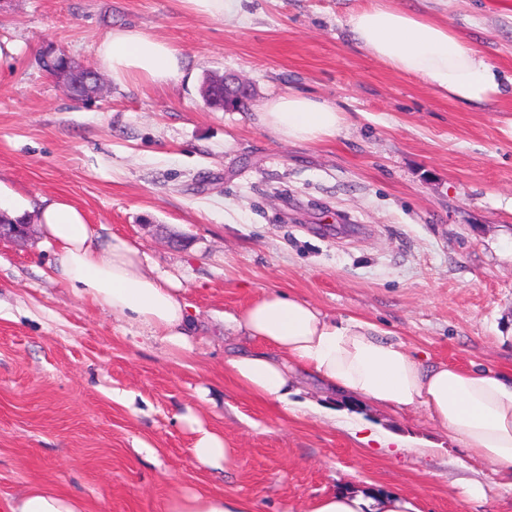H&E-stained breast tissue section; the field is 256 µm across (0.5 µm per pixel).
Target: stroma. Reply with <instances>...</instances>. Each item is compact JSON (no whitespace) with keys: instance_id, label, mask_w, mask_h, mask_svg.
Segmentation results:
<instances>
[{"instance_id":"obj_1","label":"stroma","mask_w":512,"mask_h":512,"mask_svg":"<svg viewBox=\"0 0 512 512\" xmlns=\"http://www.w3.org/2000/svg\"><path fill=\"white\" fill-rule=\"evenodd\" d=\"M357 4L240 0L215 19L188 0H0V40L18 47L0 69V185L68 198L178 280L196 322L186 349L132 336L66 286L40 230L1 238L0 501L48 482L89 512H164L177 487L306 512L373 487L423 512H512V481L423 412L348 404L301 376L296 400L435 449L367 445L325 417L283 418L224 369L249 345L225 313L276 289L374 320L425 363L512 371V101L464 107L387 69L351 40ZM407 4L512 74V0ZM117 30L169 42L184 76H108L76 100L39 63L53 45L98 68ZM208 73L250 83L247 109H209ZM288 92L343 111L336 138L292 144L260 126L259 107ZM198 423L239 449L226 470L195 461Z\"/></svg>"}]
</instances>
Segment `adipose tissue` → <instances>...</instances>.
Masks as SVG:
<instances>
[{"label": "adipose tissue", "instance_id": "adipose-tissue-1", "mask_svg": "<svg viewBox=\"0 0 512 512\" xmlns=\"http://www.w3.org/2000/svg\"><path fill=\"white\" fill-rule=\"evenodd\" d=\"M346 24L356 45L389 69L411 77L463 106L512 100L507 76L451 24L388 0H361ZM101 67L115 78L153 84L176 80L183 56L169 43L140 31L109 33L98 49ZM258 119L288 143L335 137L345 122L336 107L289 92L268 102ZM0 211L11 221L34 222L58 248L54 267L78 294L138 335L188 347L194 324L179 283L145 272L139 250L122 237H101L81 209L64 197L26 198L0 187ZM225 323L256 341L226 361L235 381L284 413L298 374L315 377L347 399H362L400 412L422 411L474 456L512 477V374L489 368L464 370L425 365L377 322L331 317L310 302L271 289ZM195 460L222 470L234 459L224 438L196 427ZM0 512H87L75 496L34 486L0 502ZM165 512H253L234 495L173 492ZM310 512H422L393 492L339 491L319 498Z\"/></svg>", "mask_w": 512, "mask_h": 512}]
</instances>
